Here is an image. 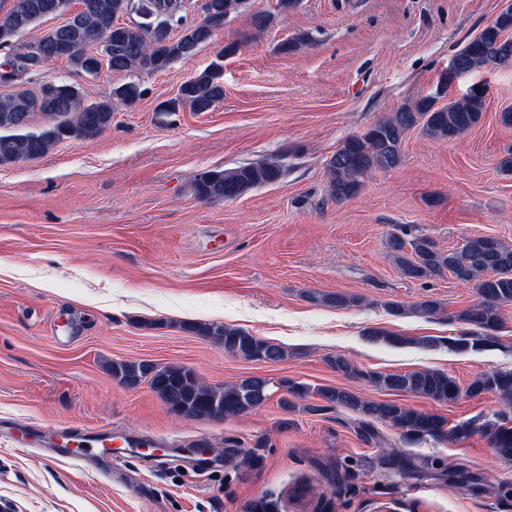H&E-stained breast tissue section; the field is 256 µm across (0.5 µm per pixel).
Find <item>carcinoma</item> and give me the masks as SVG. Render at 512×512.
Returning <instances> with one entry per match:
<instances>
[{
    "instance_id": "carcinoma-1",
    "label": "carcinoma",
    "mask_w": 512,
    "mask_h": 512,
    "mask_svg": "<svg viewBox=\"0 0 512 512\" xmlns=\"http://www.w3.org/2000/svg\"><path fill=\"white\" fill-rule=\"evenodd\" d=\"M57 0H0V85L14 90L0 97V166L32 161L47 155L64 140L97 138L112 126L117 105L131 107L143 96L136 83L113 89L104 99L90 100L81 88L67 82L41 83L28 87L39 72L27 69L22 52L33 58L64 56L76 70L88 76L98 73L97 61L87 51L97 47L106 58V67L115 73L156 74L179 61H190L202 47L211 43L228 21L241 13L244 0H208L205 16L190 17L185 0H79L81 12L76 26L62 35L46 34L31 41L21 37L51 12ZM135 14L131 23H121L124 15ZM512 11H502L481 33L456 55L457 68L464 74L492 71L512 62ZM315 37L300 32L282 42L278 51L294 55L311 47ZM487 90L474 84L460 98L437 105L426 96L412 105L405 104L378 119L363 133L346 138L326 160L327 195L336 201L357 196L365 178L373 171H388L403 161L402 146L406 134L418 127L426 137L437 141L456 140L483 120ZM224 99L223 65L208 64L195 71L178 88L175 97L160 105L162 112H208ZM40 113L49 124L39 130L30 127L31 117ZM287 173L278 161L245 164L227 170H207L194 182L196 195L204 201H224L241 197L255 188L281 181ZM388 256L399 273L411 280L442 277L472 286L478 302L451 319L469 326L456 338L424 339L423 348L448 345L456 352L480 351L496 342L503 328L501 307L512 303V244L490 235L471 236L459 248L443 250L428 237L406 240L391 234L385 240ZM306 298L316 305L355 306L360 298L344 293L309 292ZM396 316L414 312L433 316L440 302L421 300L410 307L390 302ZM184 331L211 336L224 350L252 362L279 363L288 358V350L252 334L228 326L184 322ZM365 338L371 342L401 346L408 340L392 332L370 329ZM330 367L352 381H366L382 390L412 394L437 403H452L461 397L476 398L491 392L512 409V370H491L479 374L465 387L448 373L420 369L405 372H366L341 355L327 359ZM112 378L126 387L147 383L177 415L187 418L221 420L241 416L262 406L268 399V381L245 378L225 387L205 386L194 374L177 366H158L140 361H113ZM314 393L328 407L349 410L361 417L363 426L388 423L410 438H439L449 435L463 438L479 432L488 439L497 455L512 461V425L501 414L479 416L448 426L445 416L417 411L394 401H375L342 387H322Z\"/></svg>"
}]
</instances>
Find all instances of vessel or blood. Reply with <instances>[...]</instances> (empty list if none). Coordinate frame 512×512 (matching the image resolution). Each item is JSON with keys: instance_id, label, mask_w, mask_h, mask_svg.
I'll return each instance as SVG.
<instances>
[{"instance_id": "b4317fda", "label": "vessel or blood", "mask_w": 512, "mask_h": 512, "mask_svg": "<svg viewBox=\"0 0 512 512\" xmlns=\"http://www.w3.org/2000/svg\"><path fill=\"white\" fill-rule=\"evenodd\" d=\"M13 433L22 445L44 443L56 448L59 456L74 461L77 465L88 463H117L122 456L113 453L111 441L120 442L127 450L126 456L149 461V449L161 447L162 438L155 434L130 437L118 432L105 435L88 426H62L46 428L36 423L16 424Z\"/></svg>"}]
</instances>
